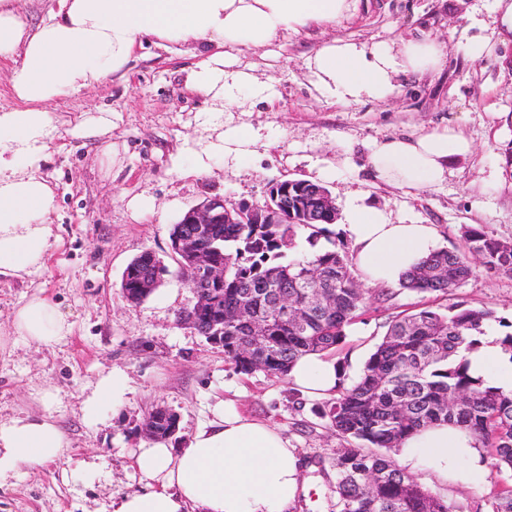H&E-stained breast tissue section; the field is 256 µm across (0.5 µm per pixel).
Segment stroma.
I'll return each mask as SVG.
<instances>
[{
	"label": "stroma",
	"instance_id": "stroma-1",
	"mask_svg": "<svg viewBox=\"0 0 512 512\" xmlns=\"http://www.w3.org/2000/svg\"><path fill=\"white\" fill-rule=\"evenodd\" d=\"M492 0H359L353 16L331 29L313 27L276 42L275 63L247 54V63L270 69L280 94L276 105L254 104L232 113L263 132L248 165L234 172L215 161L206 176L172 168L171 155L184 138L203 134L210 106L190 91L186 76L195 57L175 44L144 41L121 79L54 103L61 122L86 112L112 115V156L99 146L58 130L56 150L40 161V172L56 193L50 216L57 241L45 266L26 281L0 279V332L9 330L11 312L26 296L44 292L73 324L71 336L46 349L17 342L0 351V415L41 412L35 392L56 395V414L74 456L100 457L103 467L93 483L66 482L59 466L23 468L13 484L0 489V512H96L109 495L139 489L130 453L147 437L145 416L164 407L180 417V430L169 443L183 447L188 436L211 419L217 401L253 419L278 427L289 447L302 457L326 455L341 440L314 413L319 401L297 393L287 380L264 373L241 374L224 355L176 313L193 298L177 276L162 288L171 301L156 296L131 304L120 288L128 263L146 250L173 265L169 232L179 212L136 221L126 208L129 198L144 193L164 205L178 200L181 210L211 197L230 202L263 203L269 182L327 180L337 205L346 194L364 191L370 205L387 208L408 223L437 225L440 246L464 247L461 228L484 227L494 238L512 243V166L505 150L512 146V42L472 60L467 40L473 19L492 23ZM430 37L448 53L444 69L417 77L398 76L400 92L386 102L340 104L320 98L311 86L305 58L326 39L358 42L398 37ZM461 127L474 152L450 166L447 182L409 195L379 184L373 177L365 144L391 133L438 123ZM376 298L365 321L352 325L334 351L347 380L360 373L393 316L422 306L444 311L463 304L492 309L489 330L503 335L512 322V277L477 268L472 280L438 297L394 285L368 287ZM123 370L129 378L126 402L105 424L88 425L81 404L102 374ZM420 482L443 497L461 502L466 512H486L492 488L512 481L507 473L487 468L475 478L439 484L431 470L416 472Z\"/></svg>",
	"mask_w": 512,
	"mask_h": 512
}]
</instances>
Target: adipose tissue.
I'll return each mask as SVG.
<instances>
[{
	"label": "adipose tissue",
	"mask_w": 512,
	"mask_h": 512,
	"mask_svg": "<svg viewBox=\"0 0 512 512\" xmlns=\"http://www.w3.org/2000/svg\"><path fill=\"white\" fill-rule=\"evenodd\" d=\"M357 0H57L47 21L31 25L22 0H0V60L11 62L8 82L19 105L0 110V277L25 279L42 269L56 240L49 217L55 193L35 168L47 157L57 130L51 102L96 88L122 73L137 45L152 37L189 46L197 59L187 79L216 114L243 108L247 97L274 98L271 80L255 75L241 56L313 26L328 27L353 15ZM493 26L472 37L467 52L478 60L496 44L512 41V0H493ZM447 62L443 45L429 38L361 43L322 42L304 62L321 98L337 103L393 97L401 74L428 75ZM248 123L225 125L207 140L186 138L180 148L196 174H209L216 158L245 164L261 140ZM368 159L377 181L405 192L447 182L449 165L473 152L456 126L443 124L372 139ZM342 224L352 260L370 284H395L437 250L433 224L404 223L387 209L366 204L361 193L346 199ZM15 338L51 348L73 325L45 296H29L9 320ZM470 370L490 384L512 390V364L496 338L485 335L469 353ZM291 386L313 397L334 395L343 382L335 360L307 355L288 374ZM128 377L119 369L102 375L81 406L82 420L102 422L107 408L123 405ZM42 413L0 418V488L23 467L62 463L64 480L96 478L95 458L67 455L68 440L54 414V395L44 390ZM398 457L423 464L447 481L460 462L484 471L483 451L464 429L432 425L406 438ZM142 489L111 497L104 512H292L310 486L304 461L280 430L216 405L212 419L192 433L185 447L148 441L132 454Z\"/></svg>",
	"instance_id": "1"
}]
</instances>
